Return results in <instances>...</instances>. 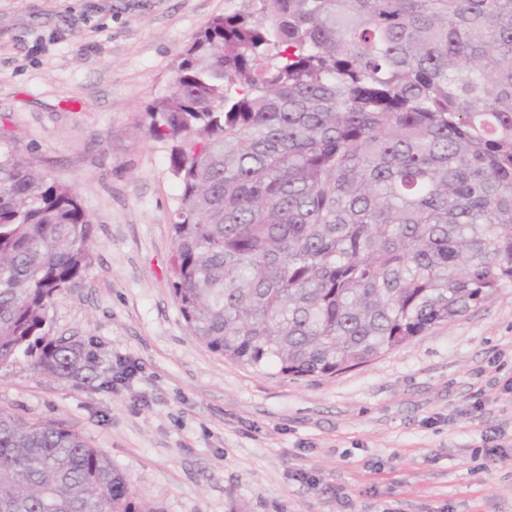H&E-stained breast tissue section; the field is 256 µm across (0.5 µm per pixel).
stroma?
Masks as SVG:
<instances>
[{
	"label": "stroma",
	"mask_w": 512,
	"mask_h": 512,
	"mask_svg": "<svg viewBox=\"0 0 512 512\" xmlns=\"http://www.w3.org/2000/svg\"><path fill=\"white\" fill-rule=\"evenodd\" d=\"M225 3L0 0V146L75 185L94 224L47 323L97 365L95 381H59L19 358L0 408L63 421L159 512H512V287L333 377L231 363L186 327L170 279L180 187L146 110ZM501 428V457L480 456Z\"/></svg>",
	"instance_id": "obj_1"
}]
</instances>
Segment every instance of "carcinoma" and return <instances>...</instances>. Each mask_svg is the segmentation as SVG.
<instances>
[{
    "instance_id": "obj_1",
    "label": "carcinoma",
    "mask_w": 512,
    "mask_h": 512,
    "mask_svg": "<svg viewBox=\"0 0 512 512\" xmlns=\"http://www.w3.org/2000/svg\"><path fill=\"white\" fill-rule=\"evenodd\" d=\"M172 293L209 350L364 366L512 287V0H242L147 112ZM76 187L0 153V368L85 380L47 309L89 265ZM0 512H158L59 420L0 409Z\"/></svg>"
}]
</instances>
